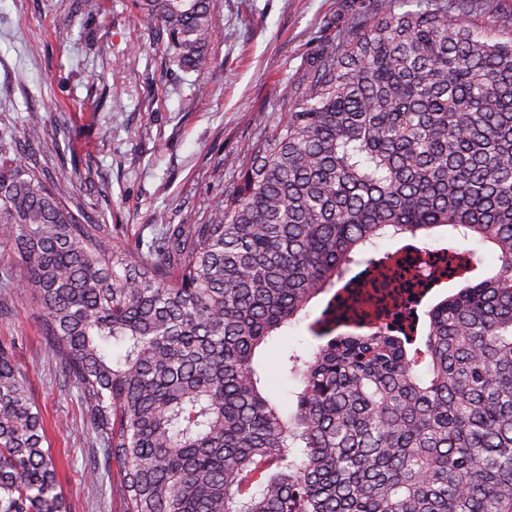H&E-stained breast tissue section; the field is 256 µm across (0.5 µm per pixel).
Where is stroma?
<instances>
[{"instance_id": "stroma-1", "label": "stroma", "mask_w": 512, "mask_h": 512, "mask_svg": "<svg viewBox=\"0 0 512 512\" xmlns=\"http://www.w3.org/2000/svg\"><path fill=\"white\" fill-rule=\"evenodd\" d=\"M380 2L218 0L207 61L186 70L132 0H100L93 12L82 0H0V136L21 144L28 114L43 115V137L27 154L119 241H151L166 222L203 223L262 129L294 106L323 44L342 40L349 19L373 15ZM307 325L294 323L258 356L265 392L287 411L299 385L282 358L307 348ZM1 341L15 344L67 512H123L118 494L84 477L101 453L26 296L0 310Z\"/></svg>"}]
</instances>
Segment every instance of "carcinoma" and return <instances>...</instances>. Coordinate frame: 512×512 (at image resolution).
I'll use <instances>...</instances> for the list:
<instances>
[{
  "instance_id": "carcinoma-1",
  "label": "carcinoma",
  "mask_w": 512,
  "mask_h": 512,
  "mask_svg": "<svg viewBox=\"0 0 512 512\" xmlns=\"http://www.w3.org/2000/svg\"><path fill=\"white\" fill-rule=\"evenodd\" d=\"M200 69L216 0H134ZM203 224L135 247L0 142V307L34 304L124 512H512V17L431 0L323 45ZM29 114L23 142L40 141ZM478 238L499 268L427 312L426 334L322 331L287 356L285 413L257 350L377 241ZM384 275L354 311L388 288ZM121 349L112 358V347ZM427 364L426 372L419 366ZM0 512H64L44 423L0 342Z\"/></svg>"
}]
</instances>
